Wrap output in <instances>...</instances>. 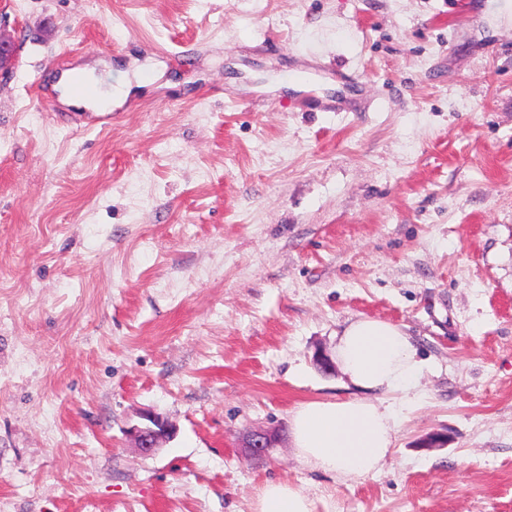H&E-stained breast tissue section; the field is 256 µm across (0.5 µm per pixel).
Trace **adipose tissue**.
Wrapping results in <instances>:
<instances>
[{"instance_id": "adipose-tissue-1", "label": "adipose tissue", "mask_w": 512, "mask_h": 512, "mask_svg": "<svg viewBox=\"0 0 512 512\" xmlns=\"http://www.w3.org/2000/svg\"><path fill=\"white\" fill-rule=\"evenodd\" d=\"M334 357L354 393L298 404L288 420L292 444L312 469L338 478L376 474L400 425L399 411L383 397L398 391L414 402L424 364L401 326L372 317L344 327ZM255 512H315V503L302 489L270 480L258 494Z\"/></svg>"}]
</instances>
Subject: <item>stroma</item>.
<instances>
[{"mask_svg": "<svg viewBox=\"0 0 512 512\" xmlns=\"http://www.w3.org/2000/svg\"><path fill=\"white\" fill-rule=\"evenodd\" d=\"M496 0H0V512H512V25ZM76 67L132 83L76 123ZM310 75L307 92L281 76ZM73 121H66V114ZM425 363L383 469L297 458L346 321ZM162 416L151 455L132 428ZM282 430L246 459L251 431ZM442 448L423 447L430 434ZM313 499L302 489L279 480H269L261 488L254 512H315Z\"/></svg>", "mask_w": 512, "mask_h": 512, "instance_id": "35a3bbf8", "label": "stroma"}]
</instances>
